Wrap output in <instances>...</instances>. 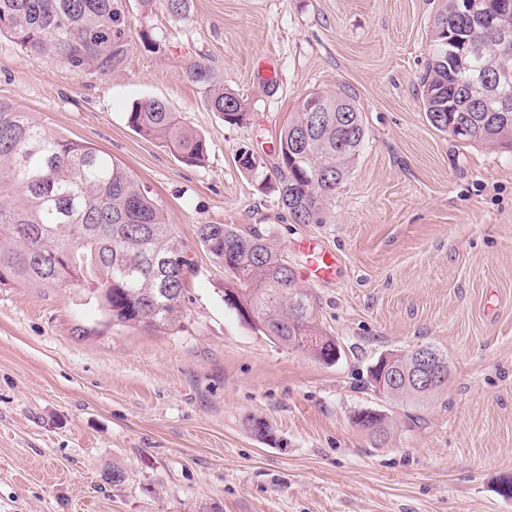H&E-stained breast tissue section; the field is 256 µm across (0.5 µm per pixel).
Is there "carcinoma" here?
I'll list each match as a JSON object with an SVG mask.
<instances>
[{"instance_id":"cac0c4a2","label":"carcinoma","mask_w":512,"mask_h":512,"mask_svg":"<svg viewBox=\"0 0 512 512\" xmlns=\"http://www.w3.org/2000/svg\"><path fill=\"white\" fill-rule=\"evenodd\" d=\"M464 0H444L431 37L430 60L418 96L433 127L465 142L494 143L512 136V112L492 104L471 110L455 89L483 73L512 71V57L499 53L487 28L472 29L460 12ZM129 33L122 0H0V35L29 55L56 60L77 73L110 75L119 70ZM188 78L203 88L211 109L224 122L239 124L247 109L239 95L213 81L210 67L197 62ZM327 111L315 125L309 104ZM336 112V96L312 93L298 104L281 131L277 162L254 167L238 150L236 161L257 176L272 168L281 202L302 224L323 222L324 205L347 177L361 151V112ZM129 122L142 136L173 147L190 165L201 163L208 146L158 99L137 103ZM196 235L224 268V303L274 342L319 362L336 360V340L320 326L314 299L297 285L288 261L258 231L232 224H199ZM195 272L166 220L162 207L121 163L87 142L50 131L34 113L0 99V283L14 281L59 288L66 280L86 293L117 325H170L185 281L183 266ZM413 351L397 357L388 374L401 376L388 400L412 407L438 393L448 378L428 391L403 379ZM357 423L381 437L385 415L360 414Z\"/></svg>"}]
</instances>
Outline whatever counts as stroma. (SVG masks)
Wrapping results in <instances>:
<instances>
[{
    "instance_id": "obj_1",
    "label": "stroma",
    "mask_w": 512,
    "mask_h": 512,
    "mask_svg": "<svg viewBox=\"0 0 512 512\" xmlns=\"http://www.w3.org/2000/svg\"><path fill=\"white\" fill-rule=\"evenodd\" d=\"M117 74H77L0 37V98L122 163L195 264L172 326L106 324L76 288L0 285V512H512V138L463 143L416 88L442 0H123ZM243 95L224 122L187 69ZM313 92L352 96L365 144L319 224L293 221L276 160ZM160 99L208 144L188 165L128 117ZM200 224L256 230L292 266L341 354L271 342L224 303ZM333 252L308 276L300 241ZM446 352L448 382L403 412L368 371L385 353ZM386 415L379 440L355 421ZM264 422L270 437L251 431ZM123 480L106 482L107 472Z\"/></svg>"
}]
</instances>
